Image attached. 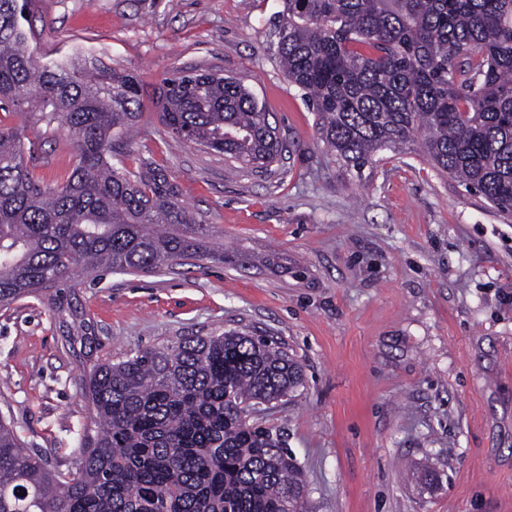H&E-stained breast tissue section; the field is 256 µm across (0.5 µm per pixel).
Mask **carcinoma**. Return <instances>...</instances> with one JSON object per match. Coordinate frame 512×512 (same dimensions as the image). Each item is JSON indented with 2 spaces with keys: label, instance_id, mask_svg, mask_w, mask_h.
Here are the masks:
<instances>
[{
  "label": "carcinoma",
  "instance_id": "cac0c4a2",
  "mask_svg": "<svg viewBox=\"0 0 512 512\" xmlns=\"http://www.w3.org/2000/svg\"><path fill=\"white\" fill-rule=\"evenodd\" d=\"M28 0H0V110L68 132L62 181L34 175L24 130L0 124V308L33 296L82 353L92 427L76 465H51L0 418V512H305V476L282 435L246 407L287 397L301 366L239 330L177 336L114 358L74 277L222 265L212 227L166 167L116 151L141 116L137 77L76 51L28 46ZM275 58L317 116L320 140L363 175L407 144L512 215V0H283ZM171 137L271 169L286 144L241 81L181 68L154 92Z\"/></svg>",
  "mask_w": 512,
  "mask_h": 512
}]
</instances>
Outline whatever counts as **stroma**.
I'll use <instances>...</instances> for the list:
<instances>
[{
	"mask_svg": "<svg viewBox=\"0 0 512 512\" xmlns=\"http://www.w3.org/2000/svg\"><path fill=\"white\" fill-rule=\"evenodd\" d=\"M282 0H30L35 52L80 47L136 75L138 135L233 265L106 272L76 289L121 354L236 329L281 343L305 384L251 422L282 434L306 512H512V216L414 153L357 175L270 51ZM186 65L241 80L289 148L279 173L165 133L153 106ZM34 172L72 167L67 131H28ZM62 470L90 424L79 357L36 298L0 311V417Z\"/></svg>",
	"mask_w": 512,
	"mask_h": 512,
	"instance_id": "obj_1",
	"label": "stroma"
}]
</instances>
